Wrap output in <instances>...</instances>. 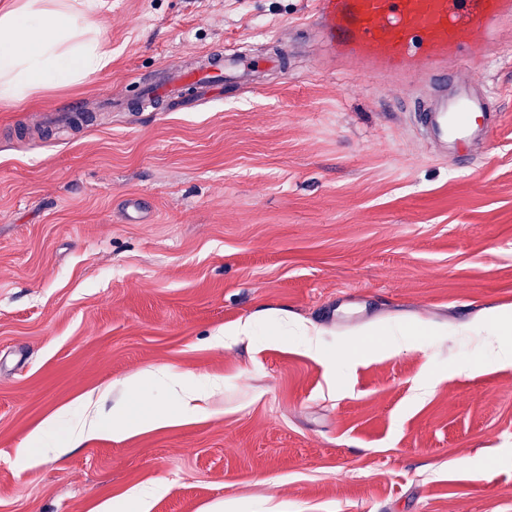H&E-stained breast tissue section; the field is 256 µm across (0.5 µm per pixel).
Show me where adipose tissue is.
Instances as JSON below:
<instances>
[{
  "mask_svg": "<svg viewBox=\"0 0 512 512\" xmlns=\"http://www.w3.org/2000/svg\"><path fill=\"white\" fill-rule=\"evenodd\" d=\"M102 0H14L0 8V100L23 102L36 92L80 83L112 67V46L93 19ZM197 396L184 388L171 389L170 405H152L127 412L123 428L109 429L103 415L77 420L55 452L81 447L104 431L122 436L136 428H151L169 419L172 411H194Z\"/></svg>",
  "mask_w": 512,
  "mask_h": 512,
  "instance_id": "1",
  "label": "adipose tissue"
}]
</instances>
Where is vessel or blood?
Wrapping results in <instances>:
<instances>
[{"label": "vessel or blood", "mask_w": 512, "mask_h": 512, "mask_svg": "<svg viewBox=\"0 0 512 512\" xmlns=\"http://www.w3.org/2000/svg\"><path fill=\"white\" fill-rule=\"evenodd\" d=\"M310 26L321 51L360 77L410 84L437 78L418 100L415 119L443 152L469 154L489 141L496 117L483 72L497 53L493 32L512 26V0H316ZM258 66L245 57H213L195 72L169 65L145 94L211 97L223 92L226 69L244 81Z\"/></svg>", "instance_id": "b4317fda"}]
</instances>
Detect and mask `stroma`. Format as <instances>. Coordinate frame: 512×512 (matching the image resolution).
<instances>
[{"mask_svg":"<svg viewBox=\"0 0 512 512\" xmlns=\"http://www.w3.org/2000/svg\"><path fill=\"white\" fill-rule=\"evenodd\" d=\"M313 0H104L110 72L0 103V512H512V50L497 127L440 157L414 95L313 57ZM291 56L183 110L143 83L204 54ZM121 91L129 108L106 112ZM302 322L320 347L277 332ZM253 334L222 346L244 321ZM200 411L58 457L88 395ZM31 448L38 464L20 451Z\"/></svg>","mask_w":512,"mask_h":512,"instance_id":"35a3bbf8","label":"stroma"}]
</instances>
